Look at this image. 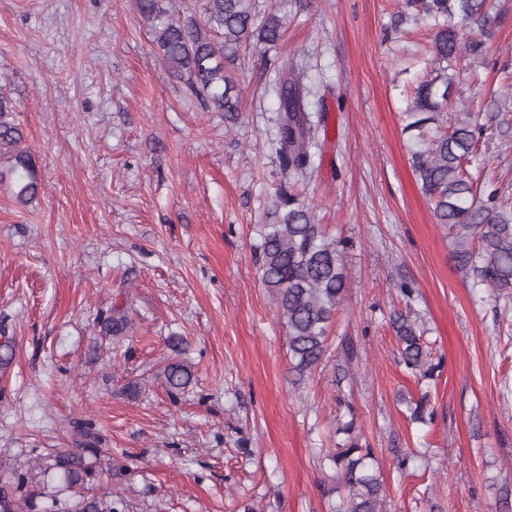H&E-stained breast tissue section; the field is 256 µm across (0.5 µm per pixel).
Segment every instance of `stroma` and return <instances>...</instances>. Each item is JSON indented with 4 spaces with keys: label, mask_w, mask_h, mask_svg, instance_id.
Listing matches in <instances>:
<instances>
[{
    "label": "stroma",
    "mask_w": 512,
    "mask_h": 512,
    "mask_svg": "<svg viewBox=\"0 0 512 512\" xmlns=\"http://www.w3.org/2000/svg\"><path fill=\"white\" fill-rule=\"evenodd\" d=\"M273 2L286 31L241 57L230 124L169 76L135 0H0V92L39 179L27 205L0 182V344L14 349L0 368V475L91 446L126 512H330L324 456L351 420L387 486L382 512H512V294L457 271L401 120L431 36L410 23L384 41L394 0ZM487 5L492 64L468 104L482 116L512 61V0ZM291 60L308 70L307 110L329 118L296 188L327 234L353 243L325 360L299 384L254 248L285 181L268 81ZM493 125L472 175L512 204V108ZM408 306L427 378L405 369L389 324ZM114 308L130 319L118 341L98 325ZM172 336L193 370L174 398ZM410 400L432 423L410 421Z\"/></svg>",
    "instance_id": "1"
}]
</instances>
